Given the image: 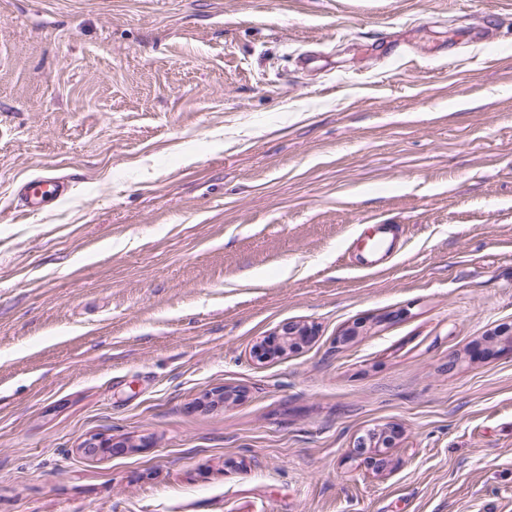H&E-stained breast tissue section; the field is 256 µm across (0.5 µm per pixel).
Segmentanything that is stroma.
Here are the masks:
<instances>
[{"mask_svg":"<svg viewBox=\"0 0 512 512\" xmlns=\"http://www.w3.org/2000/svg\"><path fill=\"white\" fill-rule=\"evenodd\" d=\"M510 330L512 0H0V512H512ZM68 191L69 183L62 177L37 176L18 187L17 197L26 212L35 213L64 197ZM358 236L356 267L375 272L384 269L398 254L399 242L394 224H368ZM310 329L300 323L289 321L284 323L280 329L273 336H282L283 350H278L276 353H283L285 349H293L297 347L298 341L309 336Z\"/></svg>","mask_w":512,"mask_h":512,"instance_id":"stroma-1","label":"stroma"}]
</instances>
